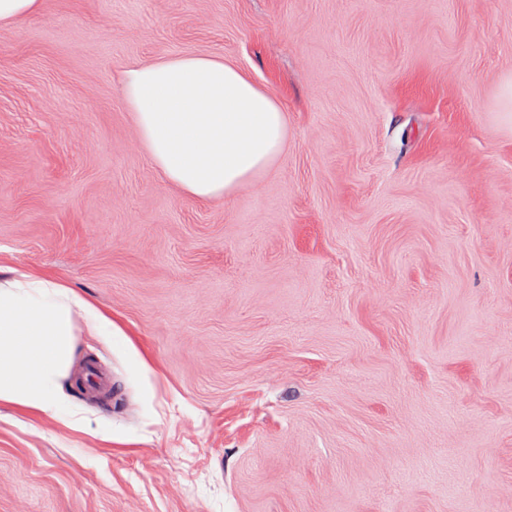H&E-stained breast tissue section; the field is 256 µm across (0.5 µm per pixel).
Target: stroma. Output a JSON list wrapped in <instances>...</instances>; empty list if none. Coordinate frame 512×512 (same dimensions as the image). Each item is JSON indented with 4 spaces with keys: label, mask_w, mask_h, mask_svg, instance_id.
<instances>
[{
    "label": "stroma",
    "mask_w": 512,
    "mask_h": 512,
    "mask_svg": "<svg viewBox=\"0 0 512 512\" xmlns=\"http://www.w3.org/2000/svg\"><path fill=\"white\" fill-rule=\"evenodd\" d=\"M224 56L283 105L200 201L140 146L133 64ZM512 0H41L0 27V267L111 313L0 405V512H512Z\"/></svg>",
    "instance_id": "stroma-1"
}]
</instances>
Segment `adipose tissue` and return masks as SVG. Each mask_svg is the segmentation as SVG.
<instances>
[{"instance_id": "obj_1", "label": "adipose tissue", "mask_w": 512, "mask_h": 512, "mask_svg": "<svg viewBox=\"0 0 512 512\" xmlns=\"http://www.w3.org/2000/svg\"><path fill=\"white\" fill-rule=\"evenodd\" d=\"M122 93L153 165L201 201L255 181L286 142L281 103L217 55L131 67ZM80 321L102 336L123 333L110 314L58 277L15 269L0 276V403L57 420L70 414L63 381Z\"/></svg>"}]
</instances>
